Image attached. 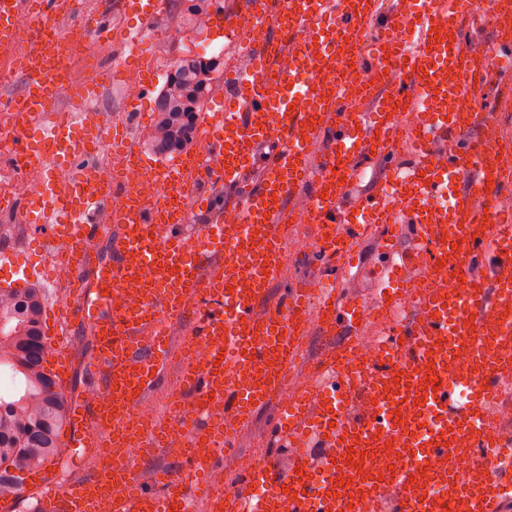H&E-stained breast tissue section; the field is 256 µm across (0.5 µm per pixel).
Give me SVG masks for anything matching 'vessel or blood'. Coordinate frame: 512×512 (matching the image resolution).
Segmentation results:
<instances>
[{
  "mask_svg": "<svg viewBox=\"0 0 512 512\" xmlns=\"http://www.w3.org/2000/svg\"><path fill=\"white\" fill-rule=\"evenodd\" d=\"M59 5L0 0L1 56L11 52L19 18L40 33L24 58L28 83L7 145L19 168L42 170L46 196L23 220L64 243L56 259L70 269L62 304L46 309L57 336L55 381L67 391L81 363L105 396L72 405L62 434L68 447L96 452L95 468L62 489L47 468L29 473L43 512H98L107 498L112 512H512V440L487 426L512 378V224L485 214L512 194V168L490 169L493 147L466 137L485 124L478 98L494 78L466 53L464 28L479 21L468 0H219L211 27L231 56V90L203 113L199 148L159 162L136 158L161 187L153 197L125 174L126 143L111 178H54L102 130L89 107L55 109L68 40ZM159 6L109 0L107 11L147 22ZM345 83L363 86L370 111L338 93ZM407 110L417 114L410 164L389 189L348 203L360 158L390 157ZM34 126L38 149L27 136ZM219 187L226 200L218 206ZM198 214L205 223L195 229ZM294 223L315 226L328 261L351 256L375 224L413 225L415 240L391 254L392 285L369 307L333 286L313 293L298 285L269 306ZM100 238L110 258L97 251ZM0 271L27 281L43 274L6 253ZM436 274L447 288H429ZM122 291L137 302L113 307ZM312 313L329 343L307 368L312 383L279 403ZM83 324L98 350L81 361L68 338ZM179 324L188 349L178 354L171 330ZM372 326L385 340L380 353L353 359ZM201 345L204 362L194 352ZM173 368L180 386L165 396L166 415L144 420L141 403ZM271 404L278 414L261 461L226 471L231 492L200 482ZM479 446L489 450L481 468L472 464ZM129 448L181 466L142 478ZM431 482L444 494L428 493Z\"/></svg>",
  "mask_w": 512,
  "mask_h": 512,
  "instance_id": "obj_1",
  "label": "vessel or blood"
}]
</instances>
